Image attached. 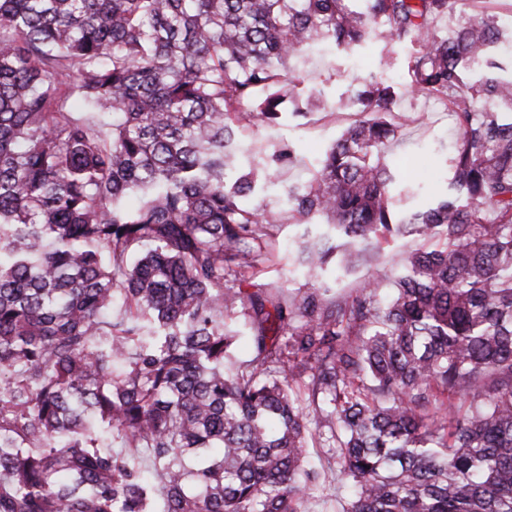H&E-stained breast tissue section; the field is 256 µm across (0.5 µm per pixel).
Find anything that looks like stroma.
<instances>
[{
	"mask_svg": "<svg viewBox=\"0 0 512 512\" xmlns=\"http://www.w3.org/2000/svg\"><path fill=\"white\" fill-rule=\"evenodd\" d=\"M406 50L379 40L344 51L333 46L307 50L291 66L302 77V95H315L320 108L307 117L290 119L280 127L258 126L241 136V159L245 164L259 162L281 141L293 142L302 162L286 171L282 182L267 187L262 200L284 206L288 187L304 184L319 167L324 153L341 132L360 114L351 100L361 81L377 78L394 84L395 109L413 115L416 125L403 129L399 143L388 155V164L398 178L396 191L406 195L407 206L418 207L447 191L448 161L458 136L455 117L438 101L412 93L406 85L403 63ZM299 229L285 225L279 235L276 257L265 263L256 281L270 288L282 283L289 274V257ZM421 239L408 237L386 246L379 261L337 272L336 284L342 291L369 274L390 271L400 263L405 252L424 247Z\"/></svg>",
	"mask_w": 512,
	"mask_h": 512,
	"instance_id": "stroma-1",
	"label": "stroma"
}]
</instances>
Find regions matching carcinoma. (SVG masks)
Returning <instances> with one entry per match:
<instances>
[{"mask_svg": "<svg viewBox=\"0 0 512 512\" xmlns=\"http://www.w3.org/2000/svg\"><path fill=\"white\" fill-rule=\"evenodd\" d=\"M365 2L0 0V512H512V81L463 76L494 0ZM374 35L454 113L447 194L397 209L370 80L288 208L248 203L298 162L237 167L290 61ZM285 224L326 228L300 287H226ZM406 235L436 247L387 304L326 284Z\"/></svg>", "mask_w": 512, "mask_h": 512, "instance_id": "1", "label": "carcinoma"}]
</instances>
